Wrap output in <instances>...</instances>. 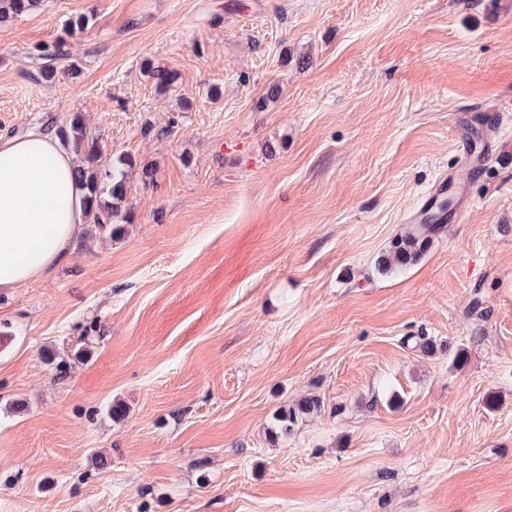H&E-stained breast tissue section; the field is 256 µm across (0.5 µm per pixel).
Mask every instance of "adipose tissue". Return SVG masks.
I'll return each mask as SVG.
<instances>
[{
	"instance_id": "obj_1",
	"label": "adipose tissue",
	"mask_w": 512,
	"mask_h": 512,
	"mask_svg": "<svg viewBox=\"0 0 512 512\" xmlns=\"http://www.w3.org/2000/svg\"><path fill=\"white\" fill-rule=\"evenodd\" d=\"M86 215L75 158L54 130L0 140V291L58 264Z\"/></svg>"
}]
</instances>
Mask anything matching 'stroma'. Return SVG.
Segmentation results:
<instances>
[{
    "mask_svg": "<svg viewBox=\"0 0 512 512\" xmlns=\"http://www.w3.org/2000/svg\"><path fill=\"white\" fill-rule=\"evenodd\" d=\"M488 104L512 136V0H43L0 24L1 137L79 114L101 168L154 171L116 237L86 226L0 292V512H512V164L470 174L454 133ZM448 174L471 205L386 269ZM39 56L43 61L39 74L43 80L51 81L55 75L56 64L68 58L70 51L67 42L56 41L43 46ZM428 236L413 228L394 243L390 254L383 260L387 269L405 267L417 262L425 252ZM320 408L318 399L309 398L299 401L292 406L285 407L275 417V427H272L273 438L287 436L302 417L309 415Z\"/></svg>",
    "mask_w": 512,
    "mask_h": 512,
    "instance_id": "35a3bbf8",
    "label": "stroma"
}]
</instances>
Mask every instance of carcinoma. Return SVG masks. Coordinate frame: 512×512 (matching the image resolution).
<instances>
[{"instance_id": "cac0c4a2", "label": "carcinoma", "mask_w": 512, "mask_h": 512, "mask_svg": "<svg viewBox=\"0 0 512 512\" xmlns=\"http://www.w3.org/2000/svg\"><path fill=\"white\" fill-rule=\"evenodd\" d=\"M42 0H0V23L38 8ZM42 66L39 69L45 81L53 79L56 64L70 56L68 44L56 41L40 49ZM60 140L73 146L81 154L80 164L76 166L78 181L85 191L88 210L93 217V225L100 234L114 236L118 228L113 219L121 211V203L127 194V174H111L98 166L96 142L89 141L86 127L81 117L76 116L68 128L58 129ZM427 236L413 228L397 239L390 254L383 260L389 268H400L417 262L425 252ZM320 408L319 400L304 399L282 409L275 417V427L271 429L272 437L288 435L302 417Z\"/></svg>"}]
</instances>
